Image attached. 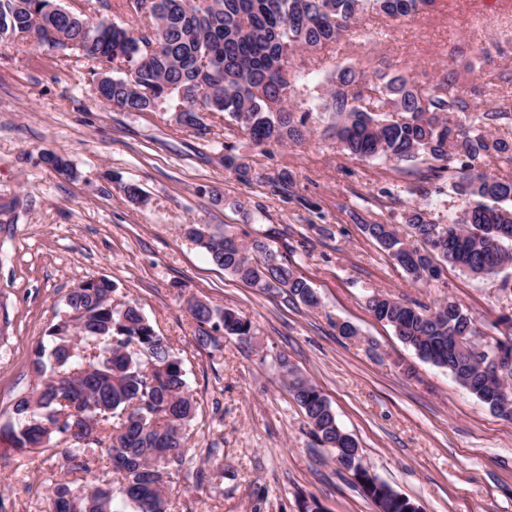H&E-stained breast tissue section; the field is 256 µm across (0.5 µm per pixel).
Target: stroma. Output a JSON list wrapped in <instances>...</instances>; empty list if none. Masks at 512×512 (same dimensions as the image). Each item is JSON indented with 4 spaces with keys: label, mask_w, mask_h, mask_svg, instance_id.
<instances>
[{
    "label": "stroma",
    "mask_w": 512,
    "mask_h": 512,
    "mask_svg": "<svg viewBox=\"0 0 512 512\" xmlns=\"http://www.w3.org/2000/svg\"><path fill=\"white\" fill-rule=\"evenodd\" d=\"M352 35L297 51L308 72L291 98L325 95L336 67L410 75L432 84L444 67L478 111L512 99V0H432L415 15L360 21ZM206 135L181 129L168 103L121 112L97 99L84 62L43 49L0 45V425L39 382L35 353L88 277L112 280L115 305L135 302L182 361L197 402L186 443L193 468L172 475L171 512H299L301 498L325 512H377L373 501L316 443L289 396L280 364L315 384L338 424L357 440L371 475L423 512H512V421L481 404L447 370L421 361L376 320L372 295L434 308L456 301L489 335L512 334V267L476 279L444 268L415 284L364 231L400 224L426 206L447 222L462 199L448 178L425 180L422 164L350 158L312 113L311 136L257 145L207 112ZM248 162L245 184L224 166V148ZM52 152L78 178L48 168ZM137 185L148 202H128ZM205 224L242 243L267 236L314 288L319 303L285 302L212 262L184 233ZM249 319L250 342L197 341L192 300ZM350 322L359 340L338 335ZM223 448L221 461L207 450ZM54 451L0 455V512H47L50 480L65 477Z\"/></svg>",
    "instance_id": "obj_1"
}]
</instances>
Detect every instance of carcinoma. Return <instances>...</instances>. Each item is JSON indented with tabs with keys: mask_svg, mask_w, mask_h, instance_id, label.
<instances>
[{
	"mask_svg": "<svg viewBox=\"0 0 512 512\" xmlns=\"http://www.w3.org/2000/svg\"><path fill=\"white\" fill-rule=\"evenodd\" d=\"M51 0H0V43L39 33L36 49L70 51L88 66L92 81L120 70L124 76L105 87V102L123 112H152L161 101L181 106L177 125L196 134L206 130L202 113L222 112L258 144L299 142L310 134L312 112L329 115L330 129L342 150L357 160L398 164L434 161L431 176L448 173L463 199L459 214L441 224L416 206L405 214L406 243L391 224H366L365 232L404 270L411 281L439 278L450 266L476 278H495L512 266V176L475 167L478 159L512 161V143L490 127L512 122V109L470 111L457 89L453 71L420 89L411 77L376 74L373 82L353 67L336 69L324 97L290 102L295 75L290 57L302 48L317 49L345 36L366 14L398 19L417 13L431 0H122L141 25L130 29L84 13L75 19L47 10ZM123 43L158 45L150 61L117 51ZM461 112L465 122L452 120ZM224 167L239 180H254L250 166L224 146ZM191 239L217 265L239 281L261 290L276 289L283 299L318 304L308 281L256 238L250 245L190 225ZM112 280L90 277L66 297L70 319L50 331L52 363L43 353L34 361L40 384L14 406L18 424L0 427V445L19 456L61 449L68 472L92 473L88 450L101 448L122 475L121 493L136 512H155L166 502L167 479L188 464L187 426L196 401L182 362L164 337L127 303L112 306ZM378 320L391 326L418 357L448 370L455 381L499 416L512 420V368L497 367V350L512 351V338L487 336L463 305L448 301L431 310L376 295ZM189 310L198 342H214V332L251 339V323L229 309L199 300ZM289 395L324 448L335 452L379 512H419L418 505L370 475L355 455L356 439L343 431L322 392L288 369ZM112 487L90 480H60L51 485L50 512H112Z\"/></svg>",
	"mask_w": 512,
	"mask_h": 512,
	"instance_id": "1",
	"label": "carcinoma"
}]
</instances>
